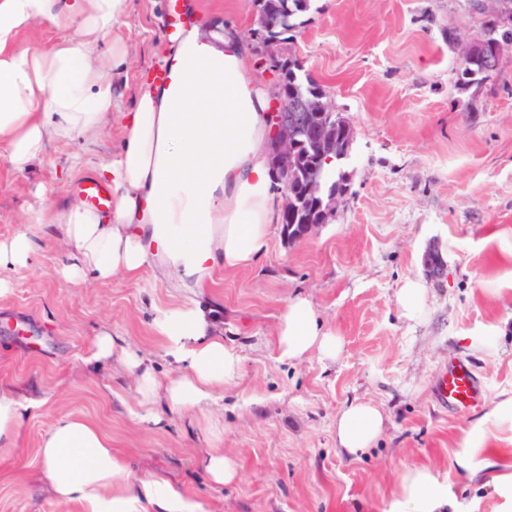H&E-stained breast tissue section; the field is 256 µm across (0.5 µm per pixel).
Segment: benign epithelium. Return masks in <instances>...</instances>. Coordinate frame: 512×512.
Returning <instances> with one entry per match:
<instances>
[{
    "instance_id": "7a95c632",
    "label": "benign epithelium",
    "mask_w": 512,
    "mask_h": 512,
    "mask_svg": "<svg viewBox=\"0 0 512 512\" xmlns=\"http://www.w3.org/2000/svg\"><path fill=\"white\" fill-rule=\"evenodd\" d=\"M263 0H255L257 27L248 30L247 39L261 43L267 52L265 64L269 69L277 72L281 66L275 46L278 40L268 35L272 25L268 24L262 9ZM456 52L459 58L474 63L482 72L494 71L498 68L502 51L495 41L470 40L456 43ZM336 106L327 98L307 97L301 100L293 113H286L280 109L272 113L273 129L270 143L267 144L268 155L271 161V170L276 180L281 183L283 204L281 212L293 211L297 206V199L292 195L287 178L293 174L300 158V132L302 124L309 121L311 114L317 112H334ZM311 140L319 151L320 162L342 160L349 155L355 140V131L351 124H346L343 130H338L336 123L325 122L309 126ZM349 175H344L343 181L335 192L324 197L325 187L321 168L317 167L308 176L305 184L304 196L312 201H326V210L322 216L321 224L335 216L338 205L345 199L348 191ZM319 224V225H321ZM317 224H303L302 237H307L318 228Z\"/></svg>"
}]
</instances>
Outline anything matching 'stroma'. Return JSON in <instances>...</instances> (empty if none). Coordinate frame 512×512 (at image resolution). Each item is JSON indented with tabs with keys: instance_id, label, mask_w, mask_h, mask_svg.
I'll use <instances>...</instances> for the list:
<instances>
[{
	"instance_id": "35a3bbf8",
	"label": "stroma",
	"mask_w": 512,
	"mask_h": 512,
	"mask_svg": "<svg viewBox=\"0 0 512 512\" xmlns=\"http://www.w3.org/2000/svg\"><path fill=\"white\" fill-rule=\"evenodd\" d=\"M166 2L129 0L119 33L127 63L115 76L124 110L134 107L141 75L159 65ZM197 3L205 24L243 34L257 23L251 0ZM494 6L312 0L279 50L302 63L355 128L346 201L310 237L287 244L273 231L253 264L217 272L191 294L151 269L67 279L65 244L38 222L39 197L79 198V177L63 172L66 156L80 153L92 166L119 151L118 117L91 135L48 143L25 170L11 166L0 143V239L25 230L37 242L27 267L0 272L9 283L0 294V390L40 402L0 458V512H85L57 503L39 480L41 440L66 416L96 424L137 476L172 478L204 512H383L403 470L418 464L448 481L455 512H496L489 475L461 472L454 452L512 392V49L498 71L463 89L448 41L481 37ZM434 260L441 275L430 270ZM417 274L429 312L412 325L396 293ZM297 296L341 337L336 361L279 360L278 318ZM188 297L215 308L225 344L243 357L239 378L210 408L238 470L224 485L201 466L210 440L198 413L165 409L160 424L140 422L133 377L118 363L88 362L108 330L158 376L177 373L154 334L153 307ZM455 356L479 379L477 408L446 411L434 401L433 383ZM354 400L385 415L375 448L358 456L336 444V418Z\"/></svg>"
}]
</instances>
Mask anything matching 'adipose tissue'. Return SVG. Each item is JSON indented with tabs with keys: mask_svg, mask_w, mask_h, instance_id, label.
<instances>
[{
	"mask_svg": "<svg viewBox=\"0 0 512 512\" xmlns=\"http://www.w3.org/2000/svg\"><path fill=\"white\" fill-rule=\"evenodd\" d=\"M128 0H0V142L18 170L40 159L47 143L69 141L100 129L117 107L119 85L103 69L102 48L122 64L118 39ZM62 31L46 53L20 47L33 24ZM162 62L180 80L165 86L144 75L132 111L122 113L120 152L95 167L96 181L112 190V210L102 214L66 203L52 227L69 248L72 270L107 280L137 276L151 267L194 290L219 270L253 263L266 248L277 218L280 193L272 180L266 139L271 99L250 71V48L230 25H199L170 35ZM153 330L166 355L184 373L160 379L153 366L110 331L94 343L92 362L117 359L137 378L140 419L157 424L158 403L172 410L205 413L225 383L238 378L242 357L214 333V324L190 300L154 308ZM278 357L310 355L333 361L343 341L325 328L308 299L288 301L279 316ZM26 405L0 391V455L14 448ZM512 424V394L498 401L474 427L477 443L459 449L455 464L473 474L495 454L490 427ZM211 446L203 464L211 480L232 482L236 466L221 446L220 423L207 417ZM384 416L371 402L353 401L336 419L339 448L355 455L373 447ZM43 479L54 498L86 512H200L182 488L162 477L133 475L112 439L82 417L60 419L43 437ZM451 503L447 481L425 465L406 468L389 512H443Z\"/></svg>",
	"mask_w": 512,
	"mask_h": 512,
	"instance_id": "ef3b65f1",
	"label": "adipose tissue"
}]
</instances>
